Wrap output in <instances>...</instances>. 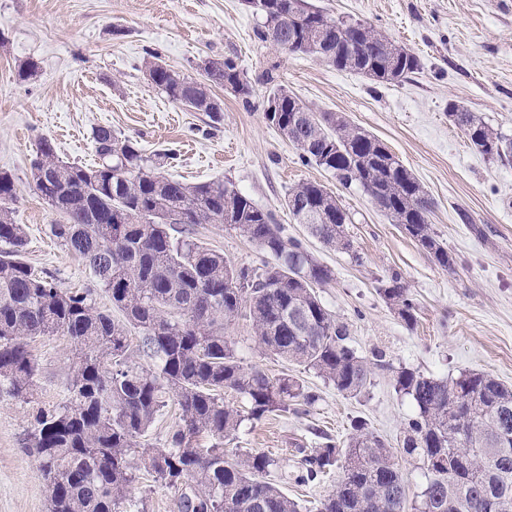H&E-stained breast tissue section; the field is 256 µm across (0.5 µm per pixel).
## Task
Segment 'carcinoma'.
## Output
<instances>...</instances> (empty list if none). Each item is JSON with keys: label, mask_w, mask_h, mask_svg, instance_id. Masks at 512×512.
I'll return each instance as SVG.
<instances>
[{"label": "carcinoma", "mask_w": 512, "mask_h": 512, "mask_svg": "<svg viewBox=\"0 0 512 512\" xmlns=\"http://www.w3.org/2000/svg\"><path fill=\"white\" fill-rule=\"evenodd\" d=\"M261 22L256 38L288 53L311 55L337 70L378 83H396L419 70L418 58L374 27L336 19L306 0H246ZM333 22L322 40L317 29ZM197 81L148 63L151 83L175 104L218 119L210 90L229 84L251 90L230 57L210 59ZM280 107L271 124L302 162L343 185L359 184L391 222L430 252L445 271L457 259L428 223L434 202L389 148L332 112H313L285 87L268 95ZM470 143L500 162L512 161V138L474 112L448 103V117ZM99 162L91 167L59 159L43 138L30 170L35 190L62 221L50 233L79 257L111 308L94 289L62 288L24 260L26 236L14 219L16 177L0 170V395L30 415L26 445L47 488L48 512H141L132 496L143 471L174 491L178 512H300L301 504L265 480L278 460L264 452L230 462L224 439L242 422L224 403L230 390L245 398L249 416L293 410L307 414L319 396L299 381L246 368L224 326L242 314L267 354L317 374L356 396L373 369L391 364L378 351L367 359L347 342L348 327L322 303L316 288L333 271L302 240L286 237L271 212L222 179L189 184L162 169L174 153L148 156L138 141L100 126L92 131ZM293 219L327 246L360 256L346 232V209L326 186L292 187L285 200ZM197 224H223L259 249L253 266H238L193 237ZM379 294L408 326L417 304L402 277L380 281ZM62 335L72 349L73 373L58 401L45 397L32 343ZM137 344H132V338ZM138 352L145 366L132 360ZM395 390L415 412L402 427L404 452L428 474L414 504L391 447L357 420L346 443L330 436L300 449V485L336 484L316 512H512V388L489 373L436 379L415 369L397 372ZM173 400L179 422L166 446L147 443L157 414ZM213 440L200 445V437Z\"/></svg>", "instance_id": "obj_1"}]
</instances>
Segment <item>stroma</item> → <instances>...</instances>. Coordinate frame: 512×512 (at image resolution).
<instances>
[{
    "instance_id": "obj_1",
    "label": "stroma",
    "mask_w": 512,
    "mask_h": 512,
    "mask_svg": "<svg viewBox=\"0 0 512 512\" xmlns=\"http://www.w3.org/2000/svg\"><path fill=\"white\" fill-rule=\"evenodd\" d=\"M311 2L331 16L386 32L418 56L419 72L379 84L316 57L275 49L255 37L260 19L242 0H0V169L17 178L14 219L26 232V261L75 290L91 287V275L50 235L59 216L30 179L40 138H51L62 160L91 166L98 161L92 131L109 127L136 139L145 153L176 150L170 169L176 178L230 181L270 211L285 236L304 239L332 269L333 281L318 294L347 323L352 344L367 358L383 350L391 367L375 371L360 395L346 396L298 365L261 354L249 321L235 319L225 334L236 341L244 365L296 378L319 400L305 415L244 420L225 439L224 452L231 460L247 452L273 454L279 466L271 482L310 508L332 483H295L299 449L316 447L325 434L345 440L360 417L392 447L413 499L426 478L399 443L414 407L396 392L394 369L440 379L486 372L512 387V163L481 154L448 120L453 101L512 136V0ZM155 55L197 80L203 60L234 58L252 93L245 98L212 87L223 108L220 121H212L150 84L146 65ZM29 61L37 71L21 78L19 68ZM276 84L312 111L342 115L389 147L433 198L429 223L456 256L455 271L438 267L359 184L341 185L300 161L264 115ZM303 181L324 184L347 209L355 255L308 237L291 218L284 199ZM195 237L240 266L259 257L255 244L221 224L196 225ZM394 272L417 301L414 326H406L377 292ZM33 349L47 398H61L73 367L68 338L44 337ZM27 425L26 408L0 397V512H48L37 459L24 445Z\"/></svg>"
}]
</instances>
